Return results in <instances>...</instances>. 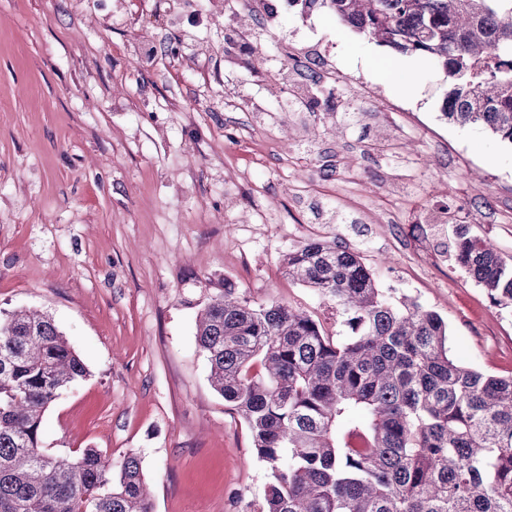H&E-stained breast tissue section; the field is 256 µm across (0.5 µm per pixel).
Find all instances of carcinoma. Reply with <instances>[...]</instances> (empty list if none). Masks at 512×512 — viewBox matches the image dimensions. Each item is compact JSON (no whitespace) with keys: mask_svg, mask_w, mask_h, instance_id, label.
Returning a JSON list of instances; mask_svg holds the SVG:
<instances>
[{"mask_svg":"<svg viewBox=\"0 0 512 512\" xmlns=\"http://www.w3.org/2000/svg\"><path fill=\"white\" fill-rule=\"evenodd\" d=\"M436 60L444 115L512 143V0H289ZM445 253L502 308L512 264L466 224ZM283 273L334 305L344 333L230 284L200 314L212 388L269 468L251 512H512V377L455 360L448 324L378 288L359 252L313 238ZM87 368L49 314L0 318V512H152L140 458L42 446L44 412Z\"/></svg>","mask_w":512,"mask_h":512,"instance_id":"cac0c4a2","label":"carcinoma"}]
</instances>
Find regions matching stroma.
Segmentation results:
<instances>
[{
    "instance_id": "1",
    "label": "stroma",
    "mask_w": 512,
    "mask_h": 512,
    "mask_svg": "<svg viewBox=\"0 0 512 512\" xmlns=\"http://www.w3.org/2000/svg\"><path fill=\"white\" fill-rule=\"evenodd\" d=\"M213 10L0 0V317L48 312L89 370L46 410L44 447L137 454L153 512L262 500L267 465L209 384L196 321L229 281L339 331L341 316L281 272L313 235L437 312L459 362L512 376V312L435 254L422 224L447 213L512 258V144L445 117L453 82L434 60L324 8L281 5L261 51L233 68L198 60L197 45H225ZM291 43L325 52L309 69L330 111H284L287 90L264 80Z\"/></svg>"
}]
</instances>
